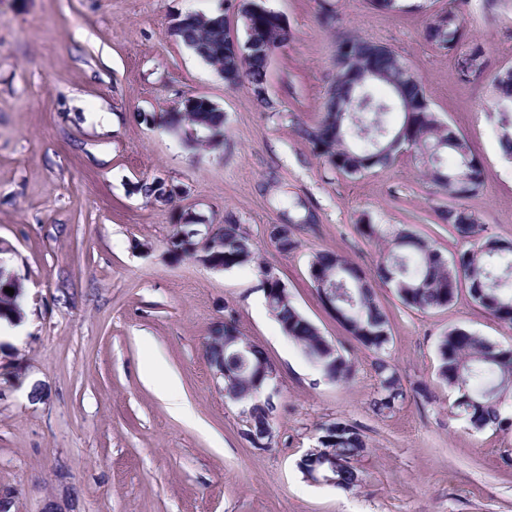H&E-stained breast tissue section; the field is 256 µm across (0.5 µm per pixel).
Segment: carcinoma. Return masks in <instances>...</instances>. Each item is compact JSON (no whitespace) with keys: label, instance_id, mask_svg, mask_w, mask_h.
Instances as JSON below:
<instances>
[{"label":"carcinoma","instance_id":"1","mask_svg":"<svg viewBox=\"0 0 512 512\" xmlns=\"http://www.w3.org/2000/svg\"><path fill=\"white\" fill-rule=\"evenodd\" d=\"M280 13L262 7L252 19L256 48L245 49L241 58L228 53L231 37L227 18L222 13L184 15L179 24V39L195 55L211 66L230 88L245 83L267 81L269 62L259 45L274 43L280 36ZM322 27L336 33V66L339 73L353 69L358 73L375 67L380 76L365 77L368 101L352 114L341 108L356 98L350 81L336 77L326 92L322 111L315 121L292 123L297 137L337 174L355 179L366 173L384 170L399 158V150L384 152L379 145L389 140L398 125L391 123V100L405 96L419 101L424 97L420 83L407 84L403 61L392 51L339 26L336 12L325 11ZM351 47L350 56L339 54ZM382 86L386 94L379 96L374 87ZM410 118L416 152L438 146L437 156L421 158V175L436 192L448 194V201L432 208L435 224L448 226L462 241L463 248L448 256L437 242L398 224L393 228L382 224H359V233L370 241L384 243L374 268L364 270L348 257L322 250L312 255L309 276L315 290H336V320L349 336L377 354L374 362L378 390L370 405L374 413L385 414L407 398L402 377L396 366L383 356L390 343L389 320L374 288L379 282L392 288L399 301L412 309L426 312L450 305L461 288H466L473 302L502 323L512 325V242L485 233L483 225L466 200L477 195L484 186V168L480 157L466 138L453 131L431 107L420 108L411 115L400 113V120ZM162 123L170 131H190L186 146L192 150L211 149L224 130V111L209 98L194 96L187 107L167 114ZM499 145L503 155L512 159V113H498ZM453 164L445 162L446 156ZM147 199L171 202L176 194L160 198L163 188L153 180L141 185ZM220 242L216 260L224 269L255 265L259 271L269 268L260 259L249 232L238 224L233 214L224 217L217 230ZM19 295L0 287V318L19 313ZM275 319L283 332L312 362L320 365L326 376L343 381L352 372V364L318 327L293 304L282 298L275 308ZM438 376L443 384L457 392L453 407L464 414L476 430L503 422L498 395L512 388V348H501L483 336L456 327L440 337L437 344ZM234 393L241 401L251 400V367L241 364L234 371ZM277 407H256L251 415L252 427L261 433L273 425ZM336 456L334 486L353 488L364 481L363 472L354 462L368 448L363 431L354 424L336 423V441L329 444Z\"/></svg>","mask_w":512,"mask_h":512}]
</instances>
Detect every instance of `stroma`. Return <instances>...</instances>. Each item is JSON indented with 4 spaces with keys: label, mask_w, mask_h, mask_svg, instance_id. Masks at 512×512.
Wrapping results in <instances>:
<instances>
[{
    "label": "stroma",
    "mask_w": 512,
    "mask_h": 512,
    "mask_svg": "<svg viewBox=\"0 0 512 512\" xmlns=\"http://www.w3.org/2000/svg\"><path fill=\"white\" fill-rule=\"evenodd\" d=\"M292 36L270 62L263 106L235 89L171 34L188 12L227 16L243 36L236 0H0V265L24 289L29 329L0 341V491L8 512H512V394L501 426L471 429L452 414L455 393L436 375L437 341L461 326L512 347V326L460 290L448 307L420 312L377 286L388 314L385 351L409 391L389 414L372 412L374 352L324 308L308 262L321 250L363 268L381 247L358 225L410 224L446 253L462 243L426 217L441 198L407 153L383 171L348 179L292 131L313 121L336 77V9L344 27L384 45L416 72L432 109L482 158L484 186L468 199L487 233L512 242V160L498 148L490 79L457 78L453 55L426 40V21L448 0H266ZM471 38L490 70L512 68V0L490 9L462 0ZM224 112V141L191 150L157 124L184 97ZM167 180L179 205L146 199L142 182ZM315 216L300 245L276 253L265 229ZM233 213L294 305L353 364L329 380L283 333L247 266L212 270L172 255L176 225L220 224ZM233 310L240 330L279 368L275 440L247 442L237 404L224 397L205 347ZM179 380L194 421L174 414L141 370L148 359ZM433 394L425 402L418 386ZM358 425L368 441L363 484L338 492L307 480L298 463L321 425Z\"/></svg>",
    "instance_id": "1"
}]
</instances>
